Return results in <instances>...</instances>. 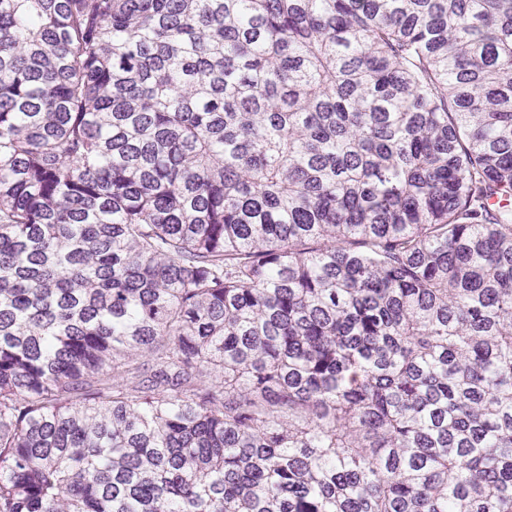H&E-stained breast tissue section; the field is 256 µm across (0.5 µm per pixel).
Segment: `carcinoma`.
Returning a JSON list of instances; mask_svg holds the SVG:
<instances>
[{
  "instance_id": "carcinoma-1",
  "label": "carcinoma",
  "mask_w": 512,
  "mask_h": 512,
  "mask_svg": "<svg viewBox=\"0 0 512 512\" xmlns=\"http://www.w3.org/2000/svg\"><path fill=\"white\" fill-rule=\"evenodd\" d=\"M0 512H512V0H0Z\"/></svg>"
}]
</instances>
